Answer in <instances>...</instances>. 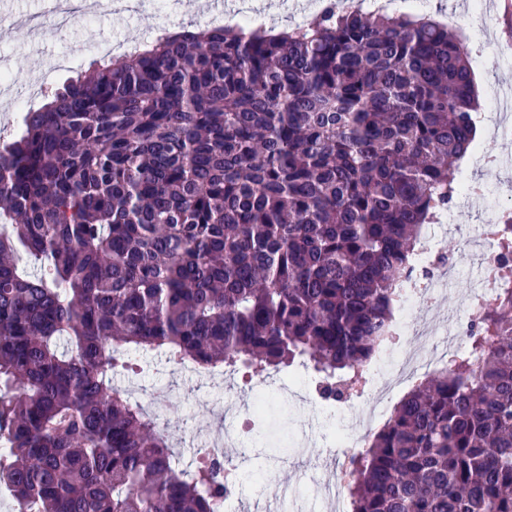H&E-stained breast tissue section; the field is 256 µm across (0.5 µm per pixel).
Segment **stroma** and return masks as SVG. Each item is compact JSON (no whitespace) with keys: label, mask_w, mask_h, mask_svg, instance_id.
Segmentation results:
<instances>
[{"label":"stroma","mask_w":512,"mask_h":512,"mask_svg":"<svg viewBox=\"0 0 512 512\" xmlns=\"http://www.w3.org/2000/svg\"><path fill=\"white\" fill-rule=\"evenodd\" d=\"M504 8L505 0H398L396 5L398 12L430 15L466 37L484 112L495 104L506 106L507 93L512 90V31L503 19ZM202 25L201 15L188 0H144L121 19L106 13L75 16L59 35L46 32L37 38L23 28L0 36V58L18 83H25L31 72L49 71L57 84L92 61L97 42L135 37L147 45L161 31H195ZM474 149L500 155L503 164L493 170L466 161L460 165L462 180L481 179L488 193L480 199L458 196L445 219L449 231L440 246L455 257L457 275L433 310L443 325L449 314L464 318L465 298L477 277L462 244L463 234H479L489 218L512 213V125L503 126L494 137L477 135ZM139 365L141 371L134 377L138 388H169L160 419L187 462L192 459L201 425L197 401L206 394L221 402L246 400L252 395L249 384L237 373H216L215 384L209 387L186 368L163 366L157 354L145 356ZM359 414L356 408L330 410L314 401L306 403L290 392L271 396L266 410L252 418L245 438L251 455L242 480L243 512H265L275 504L280 505L281 512H323L325 503L312 477L343 454L342 449L326 447L325 440L333 434L353 433ZM285 485L298 489L297 499L282 500L280 491Z\"/></svg>","instance_id":"1"}]
</instances>
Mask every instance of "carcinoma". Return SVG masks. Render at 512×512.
I'll return each mask as SVG.
<instances>
[{"label":"carcinoma","mask_w":512,"mask_h":512,"mask_svg":"<svg viewBox=\"0 0 512 512\" xmlns=\"http://www.w3.org/2000/svg\"><path fill=\"white\" fill-rule=\"evenodd\" d=\"M462 37L387 11L164 32L0 144V487L18 512H213L113 374L156 351L353 396L477 107ZM512 284V224L498 227ZM351 459V512H512V287Z\"/></svg>","instance_id":"obj_1"}]
</instances>
